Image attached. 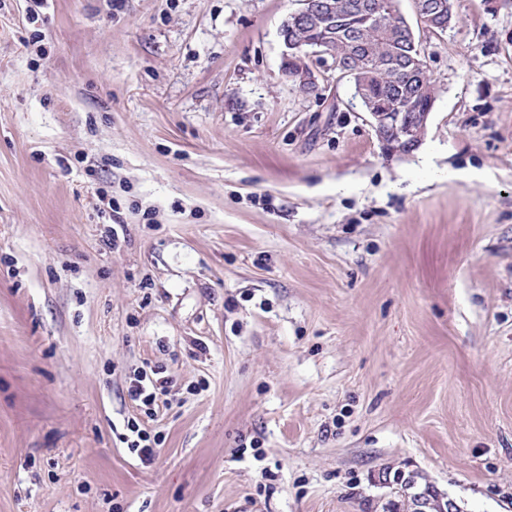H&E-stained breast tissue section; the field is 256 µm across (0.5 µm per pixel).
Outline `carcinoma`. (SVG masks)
Returning <instances> with one entry per match:
<instances>
[{
	"instance_id": "cac0c4a2",
	"label": "carcinoma",
	"mask_w": 512,
	"mask_h": 512,
	"mask_svg": "<svg viewBox=\"0 0 512 512\" xmlns=\"http://www.w3.org/2000/svg\"><path fill=\"white\" fill-rule=\"evenodd\" d=\"M381 2L383 0H336L343 13L341 22L333 27L318 25L290 30L288 36L294 41L302 36L326 44L337 71H351L357 84L371 87L383 84L396 99L411 95L422 98L434 91V85L430 75L413 62L415 58H422L421 49L405 19L398 13L388 15L382 36L364 22V13L376 10ZM368 53L379 63L380 72L376 77L369 78L353 67L357 59Z\"/></svg>"
}]
</instances>
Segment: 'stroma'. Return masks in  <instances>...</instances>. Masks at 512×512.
I'll list each match as a JSON object with an SVG mask.
<instances>
[{"label": "stroma", "mask_w": 512, "mask_h": 512, "mask_svg": "<svg viewBox=\"0 0 512 512\" xmlns=\"http://www.w3.org/2000/svg\"><path fill=\"white\" fill-rule=\"evenodd\" d=\"M397 6L409 154L287 77L296 0H0V512H512V0ZM145 375L138 376L129 387V395L134 401L140 402L150 412L155 405L158 406L160 396L168 393L171 380L168 377H158L150 381L149 385L143 384ZM153 407V408H152ZM399 481L403 483V487L399 483V488L392 491L391 498L383 507L384 512H405L407 508L405 495L409 498L411 504V512H461L459 505L452 499H448L435 488H424L422 478L416 472L405 473L402 471L399 475ZM386 508L394 510L387 511ZM402 509V510H401Z\"/></svg>", "instance_id": "obj_1"}]
</instances>
